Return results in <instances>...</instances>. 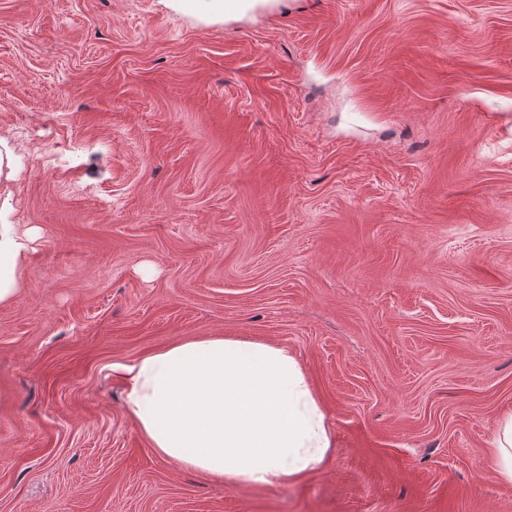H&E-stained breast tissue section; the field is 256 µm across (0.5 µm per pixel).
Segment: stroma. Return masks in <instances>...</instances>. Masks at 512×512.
I'll return each instance as SVG.
<instances>
[{
	"label": "stroma",
	"instance_id": "1",
	"mask_svg": "<svg viewBox=\"0 0 512 512\" xmlns=\"http://www.w3.org/2000/svg\"><path fill=\"white\" fill-rule=\"evenodd\" d=\"M0 0V512H512V0ZM288 347L336 446L159 457L119 367ZM39 238L35 227L0 224V305L10 303L25 286V270ZM490 453L500 482L512 484V407L505 409L498 420L491 440Z\"/></svg>",
	"mask_w": 512,
	"mask_h": 512
}]
</instances>
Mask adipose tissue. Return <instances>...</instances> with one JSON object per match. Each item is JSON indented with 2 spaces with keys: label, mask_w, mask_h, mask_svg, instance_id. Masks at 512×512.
Masks as SVG:
<instances>
[{
  "label": "adipose tissue",
  "mask_w": 512,
  "mask_h": 512,
  "mask_svg": "<svg viewBox=\"0 0 512 512\" xmlns=\"http://www.w3.org/2000/svg\"><path fill=\"white\" fill-rule=\"evenodd\" d=\"M37 228L0 224V305L25 286ZM125 405L162 458L235 485L276 487L315 469L333 446L326 412L287 347L212 336L173 343L125 366ZM490 453L512 484V407Z\"/></svg>",
  "instance_id": "1"
}]
</instances>
